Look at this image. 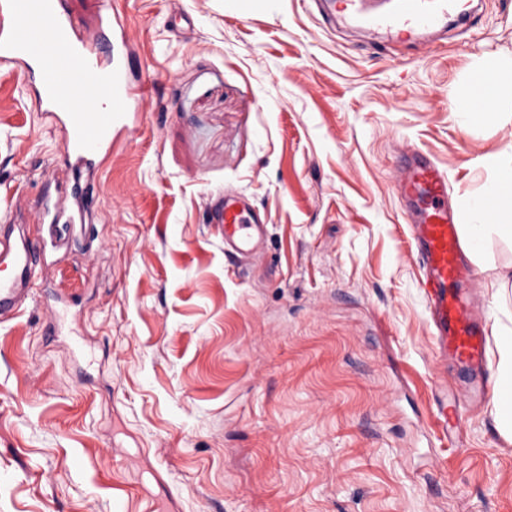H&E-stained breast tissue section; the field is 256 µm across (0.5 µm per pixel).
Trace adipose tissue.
Instances as JSON below:
<instances>
[{"instance_id": "obj_1", "label": "adipose tissue", "mask_w": 512, "mask_h": 512, "mask_svg": "<svg viewBox=\"0 0 512 512\" xmlns=\"http://www.w3.org/2000/svg\"><path fill=\"white\" fill-rule=\"evenodd\" d=\"M481 72L492 75L491 83L471 80L467 91L469 110L467 122L504 126L512 123V114L500 111L504 99H512V59L495 58L484 62ZM512 236V214L498 216L484 208L483 198H475L467 226L473 254H480L486 243L488 230ZM499 360L494 374V415L497 428L504 436H512V328L505 329L497 338Z\"/></svg>"}]
</instances>
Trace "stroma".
I'll use <instances>...</instances> for the list:
<instances>
[{"instance_id": "obj_1", "label": "stroma", "mask_w": 512, "mask_h": 512, "mask_svg": "<svg viewBox=\"0 0 512 512\" xmlns=\"http://www.w3.org/2000/svg\"><path fill=\"white\" fill-rule=\"evenodd\" d=\"M64 2L89 29L116 3L149 95L54 249L63 134L0 66V233L17 213L39 279L0 320V512H512L491 401L435 418L463 372L436 361L394 188L419 151L467 220L512 125L464 124L463 88L512 57V0L422 55L302 0ZM228 190L265 225L255 256L224 249ZM465 260L496 333L512 240ZM58 193L59 197L44 208L39 219V224H48L50 238L53 236V224H84L83 208L67 198L60 199L66 193L62 186H59Z\"/></svg>"}]
</instances>
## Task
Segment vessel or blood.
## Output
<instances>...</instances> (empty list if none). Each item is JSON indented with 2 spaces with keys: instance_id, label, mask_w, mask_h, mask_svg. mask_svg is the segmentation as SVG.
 <instances>
[{
  "instance_id": "vessel-or-blood-1",
  "label": "vessel or blood",
  "mask_w": 512,
  "mask_h": 512,
  "mask_svg": "<svg viewBox=\"0 0 512 512\" xmlns=\"http://www.w3.org/2000/svg\"><path fill=\"white\" fill-rule=\"evenodd\" d=\"M328 24L360 29L364 36L389 40L429 52L449 30L466 28L471 10L463 0H311ZM117 16L105 13L97 31L78 25L63 0H0V64L20 66L27 80L43 92L51 121L65 131L63 148L74 169L92 167L128 127L134 105L149 94L133 85L125 54L114 29ZM79 87L85 97H109L110 108L74 111L65 94ZM398 190L408 203L416 260L431 306L433 345L440 359L451 358L478 383L480 395L492 386L486 376L487 331L460 290L470 277L461 261L458 217L448 206V177L419 152H408ZM240 198L225 194L220 214L224 242L238 253L254 251L261 232L244 216ZM82 207L54 199L40 214L41 224L83 223ZM0 261L11 276L0 278V314L18 310L36 285L35 262L24 238L0 234Z\"/></svg>"
}]
</instances>
